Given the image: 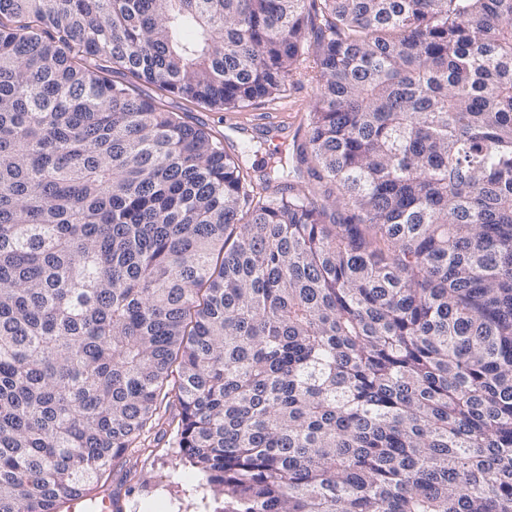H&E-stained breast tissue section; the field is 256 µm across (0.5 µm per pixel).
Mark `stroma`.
I'll list each match as a JSON object with an SVG mask.
<instances>
[{
  "label": "stroma",
  "instance_id": "1",
  "mask_svg": "<svg viewBox=\"0 0 512 512\" xmlns=\"http://www.w3.org/2000/svg\"><path fill=\"white\" fill-rule=\"evenodd\" d=\"M315 70L304 61L294 80L280 99L262 103L245 111H230L195 105L177 96L167 97L168 111L187 122L203 127L223 139L227 152H245V161L254 176H262L267 164L288 158L299 170V180L314 187L316 179L296 158L297 147L305 141L312 104ZM283 114L286 123L277 137H270L255 125L266 113ZM174 407H160L156 416L166 431L142 437L140 446L124 456L112 469L108 491L125 503L124 512H208L215 502L211 489L181 455L171 418Z\"/></svg>",
  "mask_w": 512,
  "mask_h": 512
}]
</instances>
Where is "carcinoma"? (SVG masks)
<instances>
[{
	"label": "carcinoma",
	"mask_w": 512,
	"mask_h": 512,
	"mask_svg": "<svg viewBox=\"0 0 512 512\" xmlns=\"http://www.w3.org/2000/svg\"><path fill=\"white\" fill-rule=\"evenodd\" d=\"M310 26L321 202L164 108ZM166 400L213 512H512V0H0V512Z\"/></svg>",
	"instance_id": "obj_1"
}]
</instances>
